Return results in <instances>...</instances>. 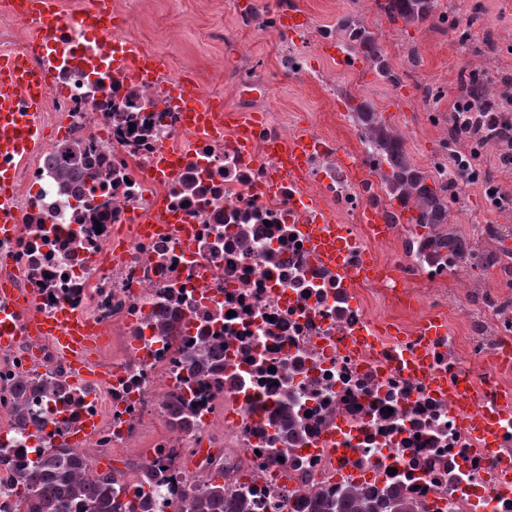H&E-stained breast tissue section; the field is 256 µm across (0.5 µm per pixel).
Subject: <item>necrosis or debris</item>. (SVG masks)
Returning a JSON list of instances; mask_svg holds the SVG:
<instances>
[{
	"instance_id": "1",
	"label": "necrosis or debris",
	"mask_w": 512,
	"mask_h": 512,
	"mask_svg": "<svg viewBox=\"0 0 512 512\" xmlns=\"http://www.w3.org/2000/svg\"><path fill=\"white\" fill-rule=\"evenodd\" d=\"M140 3L111 0L113 32L61 23L44 49L21 45L0 10V47L24 46L45 71L43 118L57 127L19 167L10 195L21 222L0 233V310L18 294L31 302L0 347V512H17L25 490L5 470L52 448L144 449L118 494L145 512H174L218 470L225 495L247 496L252 512H311L313 500L352 492L414 512H512V290L484 280L482 253L436 247L402 222L367 142L350 148L309 125L316 147L298 174L266 153L297 135L299 115L278 111V84L256 71L242 36L264 27L283 75L307 79L297 37L281 30L299 0L244 10L226 0L232 24L210 32L255 70L267 99L260 112L241 102L253 121L245 144L232 127L212 135L185 122L177 82L206 94L223 69L123 67ZM64 143L95 160L94 176L58 170ZM368 205L391 218L384 241L358 222ZM159 209L170 230L143 234ZM322 218L347 225L348 266L373 256L382 276L353 282L327 267L305 233ZM462 271L471 280L459 307L448 279ZM447 314L459 331L421 346L423 322ZM64 316L98 330L104 382L75 380L55 342L27 331L30 318ZM203 351L217 366L191 377ZM422 354L427 365L412 371ZM34 380L47 390L28 391ZM460 383L495 412L488 436L455 404ZM21 398L22 422L10 423Z\"/></svg>"
}]
</instances>
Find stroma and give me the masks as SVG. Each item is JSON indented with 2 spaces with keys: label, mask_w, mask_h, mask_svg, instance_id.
Listing matches in <instances>:
<instances>
[{
  "label": "stroma",
  "mask_w": 512,
  "mask_h": 512,
  "mask_svg": "<svg viewBox=\"0 0 512 512\" xmlns=\"http://www.w3.org/2000/svg\"><path fill=\"white\" fill-rule=\"evenodd\" d=\"M303 4L308 21L321 29L332 28L342 17H361L378 33L400 81L394 84L377 76L355 56L346 65H338L307 40L299 49L306 56L309 72L332 74L336 93L328 98L314 83L289 81L283 89L289 108L306 118L327 122L351 144L355 141L349 118L351 101L370 100L389 123L408 132L406 148L425 171L430 168L440 136L439 129L428 124L425 113L452 111L457 78L465 65H480L490 55L496 69L512 73V0H439V10L447 15V22L419 27L390 22L379 12L375 0H303ZM475 5L493 21L499 49L490 50L485 44L483 28L466 27L465 18ZM150 9L154 21L142 31L158 55L176 62L196 61L206 67L225 59L224 47L207 37L210 27L225 21L224 0H151ZM168 23L178 25L177 40L164 35L162 28ZM454 215L457 230L464 234L471 225L499 221L482 183L473 184L462 195Z\"/></svg>",
  "instance_id": "obj_1"
}]
</instances>
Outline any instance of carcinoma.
<instances>
[{
    "mask_svg": "<svg viewBox=\"0 0 512 512\" xmlns=\"http://www.w3.org/2000/svg\"><path fill=\"white\" fill-rule=\"evenodd\" d=\"M379 9L390 19H401L407 24L420 25L435 14L437 0H378ZM335 32L344 44L361 54L382 78L397 79L390 68L386 51L378 35L352 18L336 23ZM457 99L462 102L494 104L490 79L479 78L461 71L457 82ZM353 121L363 138L383 154L390 172L385 185L391 199L409 211L410 224L429 229L431 237L451 251L463 252L469 244L455 225L449 223L448 195L455 189V180L443 184L430 178L412 161L402 139L390 126L376 106L362 100L350 107ZM88 460L69 448H53L32 462L23 479L30 487L21 499V512H71L72 503L81 501L84 512H136V506L123 501L114 490L120 479L111 472L89 476ZM224 472L215 473L210 480L188 493L178 512H249L247 500L224 499ZM375 505L359 498H347L334 504L318 500L312 512H374Z\"/></svg>",
    "mask_w": 512,
    "mask_h": 512,
    "instance_id": "carcinoma-1",
    "label": "carcinoma"
}]
</instances>
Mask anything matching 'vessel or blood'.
Returning <instances> with one entry per match:
<instances>
[{
    "instance_id": "obj_1",
    "label": "vessel or blood",
    "mask_w": 512,
    "mask_h": 512,
    "mask_svg": "<svg viewBox=\"0 0 512 512\" xmlns=\"http://www.w3.org/2000/svg\"><path fill=\"white\" fill-rule=\"evenodd\" d=\"M0 7L22 18H36L37 25L29 33V40L35 45L44 44L52 29L64 20L84 29L100 30L104 27V14L98 6L67 17L61 12L60 0H0ZM123 60L135 71L150 75L163 68L159 57L145 53L132 42L126 43ZM182 91L190 101L189 109L197 128L216 134L223 125L231 124L241 142L249 141L250 122L230 116L221 117L220 105L211 97L195 93L191 86H183ZM47 95L45 76L29 65L26 55L18 51H0V230L6 232L20 221L11 205L8 189L17 166L43 143L42 116ZM311 145L308 132L303 131L288 141L271 142L268 151L285 161L288 169L295 170L304 163ZM306 232L316 253L330 266L341 267L342 256L349 247L343 227L329 220L308 225ZM34 329L38 335L57 341L61 350L71 357L76 376L91 378L87 353L95 338L83 321L76 318L65 321L38 319L34 322ZM454 395L457 406L470 414V429L481 436L488 433L495 422L494 416L485 411L474 412L473 389L458 387Z\"/></svg>"
}]
</instances>
